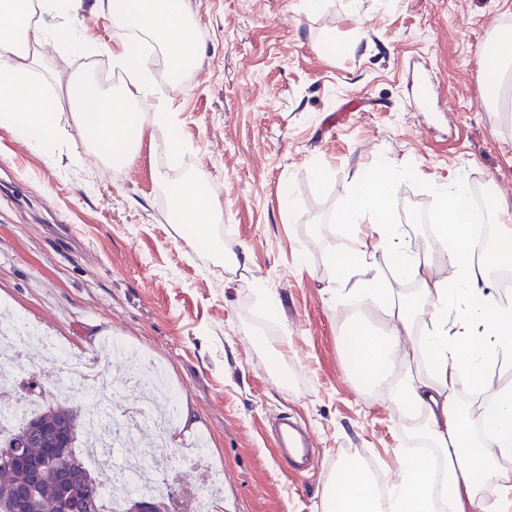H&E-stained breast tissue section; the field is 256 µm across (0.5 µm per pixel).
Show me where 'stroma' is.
Wrapping results in <instances>:
<instances>
[{
	"label": "stroma",
	"mask_w": 512,
	"mask_h": 512,
	"mask_svg": "<svg viewBox=\"0 0 512 512\" xmlns=\"http://www.w3.org/2000/svg\"><path fill=\"white\" fill-rule=\"evenodd\" d=\"M187 5L206 60L184 81L155 77L185 146L180 167L164 168L169 144L151 126L118 178L93 156L75 167L0 131V304L97 360L116 393L107 420L128 394L103 339L166 365L191 419L176 447L210 438L206 460L171 474L177 512L219 482L221 512H320L349 449L381 472L419 444V421L393 411L396 378L363 388L348 347L351 319L389 323L339 290L328 263L348 237L337 216L350 178L379 163L400 172L390 207L411 243L430 233L439 183L467 179L512 210V119L484 104L479 64L492 33L512 26V0H328L317 13L305 0ZM334 42L356 50L328 54ZM44 55L36 75L53 87L109 63ZM191 175L220 209L210 231L223 257L170 214L168 184ZM281 415L312 432L318 469L296 476L278 459L267 421Z\"/></svg>",
	"instance_id": "obj_1"
}]
</instances>
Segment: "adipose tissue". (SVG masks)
<instances>
[{"mask_svg": "<svg viewBox=\"0 0 512 512\" xmlns=\"http://www.w3.org/2000/svg\"><path fill=\"white\" fill-rule=\"evenodd\" d=\"M112 23L108 53L130 81L119 89L90 77H72L50 94L33 79L42 62L41 49L53 45L64 54L91 56L98 47L78 25L82 8ZM199 23L185 0H0V129L54 155L67 132L57 111L68 107L85 151L111 166L126 165L145 124L170 141L172 152L182 144L164 102L154 101V59L159 50L172 64L171 74L183 81L198 67L205 49L197 37ZM484 96L490 108L512 106V28L498 29L481 55ZM84 151V152H85ZM394 171H357L339 214L352 234L329 256L338 283L354 281L359 300L386 304V334L374 335L353 324V358L363 384L375 385L397 374L401 380L391 404L401 415L423 411L421 435L437 448L445 478L436 481L424 458L399 454L396 470L379 479L361 462L342 460L325 492L322 512H512V469L498 466L512 457V388L486 398L484 426L470 433L457 396L485 383L497 357L512 358V299L493 293L491 269L501 267L512 252V225L495 227L491 247L481 248V227L488 210L471 205L464 181L438 184L443 202L436 216L434 242L418 251L404 242L402 225L387 208ZM170 211L177 223L205 228L217 212L205 182L197 177L169 185ZM370 224L363 238L361 221ZM382 253L393 276L418 285L414 298L394 296L375 253ZM451 264L454 279L434 277L432 260ZM421 367H414V360ZM499 495L489 501L487 486Z\"/></svg>", "mask_w": 512, "mask_h": 512, "instance_id": "obj_1", "label": "adipose tissue"}]
</instances>
